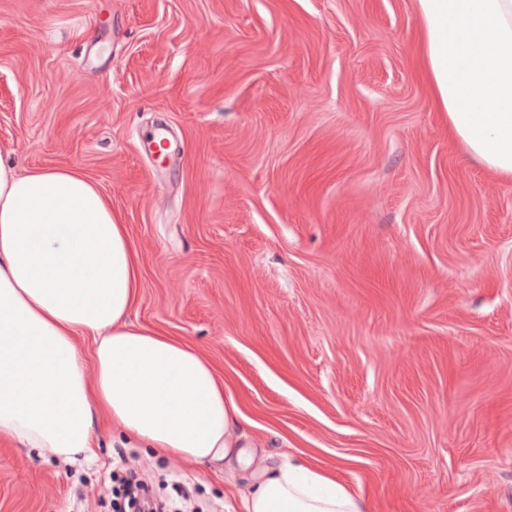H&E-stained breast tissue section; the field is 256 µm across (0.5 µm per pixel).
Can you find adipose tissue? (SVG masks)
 I'll return each instance as SVG.
<instances>
[{
  "instance_id": "obj_1",
  "label": "adipose tissue",
  "mask_w": 512,
  "mask_h": 512,
  "mask_svg": "<svg viewBox=\"0 0 512 512\" xmlns=\"http://www.w3.org/2000/svg\"><path fill=\"white\" fill-rule=\"evenodd\" d=\"M415 2L449 134L512 181V0ZM140 286L136 244L92 179L0 159V438L45 459L89 461L106 421L158 455L248 465L239 409L213 366L130 323ZM79 336L91 338V354ZM241 509L363 512L297 459L269 466Z\"/></svg>"
}]
</instances>
